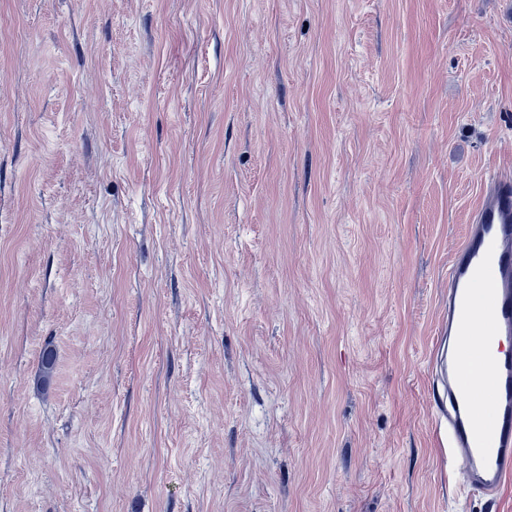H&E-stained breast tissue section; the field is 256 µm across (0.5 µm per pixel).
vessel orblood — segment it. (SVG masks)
Masks as SVG:
<instances>
[{
  "label": "vessel or blood",
  "instance_id": "1",
  "mask_svg": "<svg viewBox=\"0 0 512 512\" xmlns=\"http://www.w3.org/2000/svg\"><path fill=\"white\" fill-rule=\"evenodd\" d=\"M433 365L447 385L437 409L448 470L462 473L464 488L498 498L512 482V176L486 178L448 266V329Z\"/></svg>",
  "mask_w": 512,
  "mask_h": 512
}]
</instances>
